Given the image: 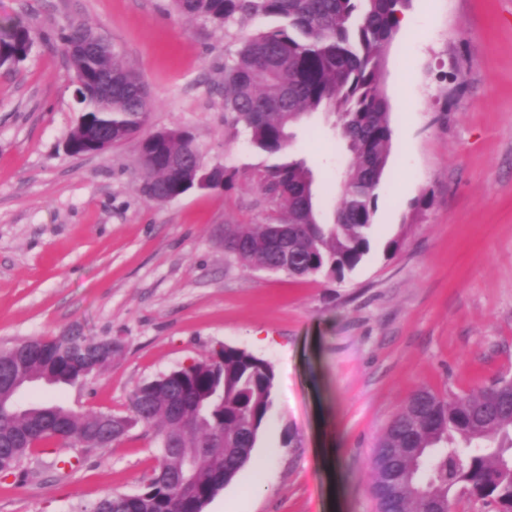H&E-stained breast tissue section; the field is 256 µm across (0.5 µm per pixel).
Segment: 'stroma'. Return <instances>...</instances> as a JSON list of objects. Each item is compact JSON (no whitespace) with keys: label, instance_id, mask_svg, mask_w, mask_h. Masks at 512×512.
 Wrapping results in <instances>:
<instances>
[{"label":"stroma","instance_id":"35a3bbf8","mask_svg":"<svg viewBox=\"0 0 512 512\" xmlns=\"http://www.w3.org/2000/svg\"><path fill=\"white\" fill-rule=\"evenodd\" d=\"M412 26L385 56L393 130L368 254L344 278L301 279L224 251L229 224L262 220V156L224 112V62L259 20L222 27L171 0H0L35 43L0 75V350L71 328L122 350L85 384L34 401L125 414L134 391L217 347L275 370L273 405L249 463L204 512H375L369 461L418 388L471 392L512 369V0H411ZM81 21L145 84L146 132L189 130L226 191L152 203L138 144L76 157L79 118L57 34ZM332 209L350 160L320 117L291 147ZM397 251H387L391 240ZM339 449L330 463L325 449ZM154 430L101 448L51 442L0 474V512H83L137 493Z\"/></svg>","mask_w":512,"mask_h":512}]
</instances>
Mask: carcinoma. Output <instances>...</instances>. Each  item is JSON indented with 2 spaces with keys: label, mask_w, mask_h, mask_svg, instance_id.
<instances>
[{
  "label": "carcinoma",
  "mask_w": 512,
  "mask_h": 512,
  "mask_svg": "<svg viewBox=\"0 0 512 512\" xmlns=\"http://www.w3.org/2000/svg\"><path fill=\"white\" fill-rule=\"evenodd\" d=\"M192 18L230 26L249 19L269 25L246 37L224 63V112L248 132L249 145L270 162L255 172L265 216L259 224H229L224 249L246 264L297 278H342L368 253L375 230L377 189L392 138L382 91L384 55L410 0H173ZM87 31L75 23L58 35L80 90L81 115L110 123L113 142L138 133L150 100L138 76L108 50L86 58L69 50ZM32 46L22 20L0 26V69L10 74ZM112 77V94L96 79ZM335 116L351 162L330 221L323 220L312 171L290 154L292 128L307 115ZM171 154L196 152L173 135ZM142 193L167 202L194 189L197 170L171 173L140 161ZM101 338L69 330L31 338L0 360V473L22 467L33 448L57 438L72 446L105 447L140 424L159 426L161 459L134 495L110 493L85 512H204L249 461L273 402V366L224 345L206 357L140 385L131 414L77 411L58 401L12 406L16 363L52 386L82 384L112 363ZM377 512H512V375L476 393L413 392L378 439L370 465Z\"/></svg>",
  "instance_id": "1"
}]
</instances>
